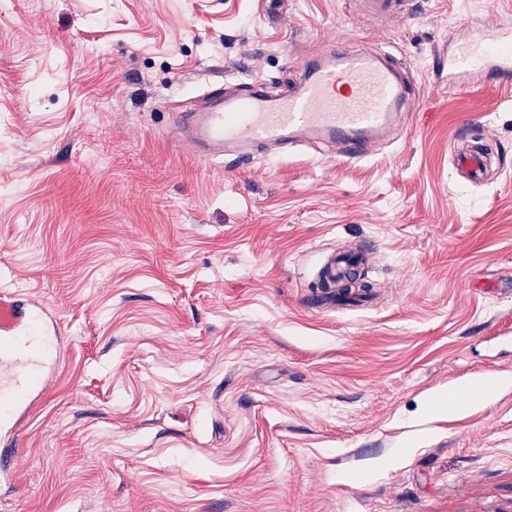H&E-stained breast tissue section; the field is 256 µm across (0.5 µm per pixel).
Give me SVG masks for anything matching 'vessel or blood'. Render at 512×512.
Wrapping results in <instances>:
<instances>
[{
    "mask_svg": "<svg viewBox=\"0 0 512 512\" xmlns=\"http://www.w3.org/2000/svg\"><path fill=\"white\" fill-rule=\"evenodd\" d=\"M373 14L412 16L409 0H365ZM512 79V28L491 39L468 40L448 53V78L456 83L475 72ZM247 94L229 93L204 110L177 114L179 130L203 163L226 156L235 161L283 156L313 141L334 146V158L359 161L370 146L387 140L406 117L409 101L399 65L374 52L328 48L303 62L292 89L274 95L248 78ZM496 151L462 126L453 144V166L467 183L481 184L495 165ZM58 323L39 300L17 294L0 302V434L32 408L46 375L59 364Z\"/></svg>",
    "mask_w": 512,
    "mask_h": 512,
    "instance_id": "1",
    "label": "vessel or blood"
}]
</instances>
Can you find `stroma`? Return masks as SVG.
I'll return each instance as SVG.
<instances>
[{
  "label": "stroma",
  "mask_w": 512,
  "mask_h": 512,
  "mask_svg": "<svg viewBox=\"0 0 512 512\" xmlns=\"http://www.w3.org/2000/svg\"><path fill=\"white\" fill-rule=\"evenodd\" d=\"M10 0L0 9V298L58 321V371L0 448V512H512V83L436 69L512 0ZM391 45L416 115L356 163L328 147L202 166L175 112L233 76L291 89L330 40ZM480 122L505 174L458 180ZM365 246L373 303L324 301ZM364 7L370 13L396 19L414 14L413 5L408 0H366ZM512 380L491 373L483 376L479 380L467 387L466 395L462 401H446L439 399L429 400L427 411L430 415H439L443 412L448 414H460L469 411L475 406L485 404L494 399L503 388L510 386Z\"/></svg>",
  "instance_id": "35a3bbf8"
}]
</instances>
